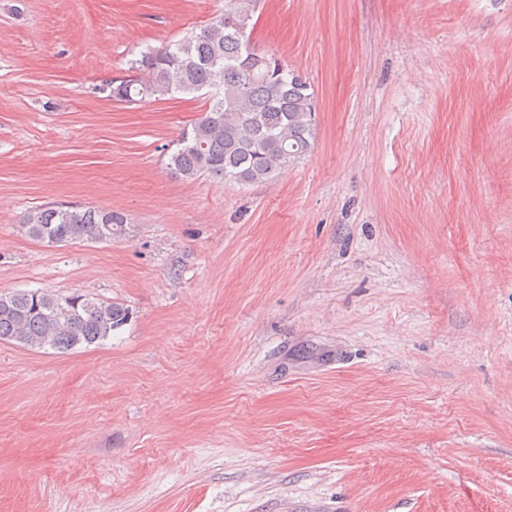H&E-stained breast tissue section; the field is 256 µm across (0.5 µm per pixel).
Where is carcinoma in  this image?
Instances as JSON below:
<instances>
[{
  "label": "carcinoma",
  "instance_id": "carcinoma-1",
  "mask_svg": "<svg viewBox=\"0 0 512 512\" xmlns=\"http://www.w3.org/2000/svg\"><path fill=\"white\" fill-rule=\"evenodd\" d=\"M257 0H225L224 13L197 31L131 61L133 75L112 81L118 102L161 99L212 90L179 148L172 173L189 180L207 175L254 184L310 150L315 117L310 85L280 57L241 41L253 22ZM126 224L115 211L45 207L29 212L22 228L33 240L51 243L110 241ZM129 309L78 292L17 290L0 294V340L65 353L99 344L128 322Z\"/></svg>",
  "mask_w": 512,
  "mask_h": 512
}]
</instances>
